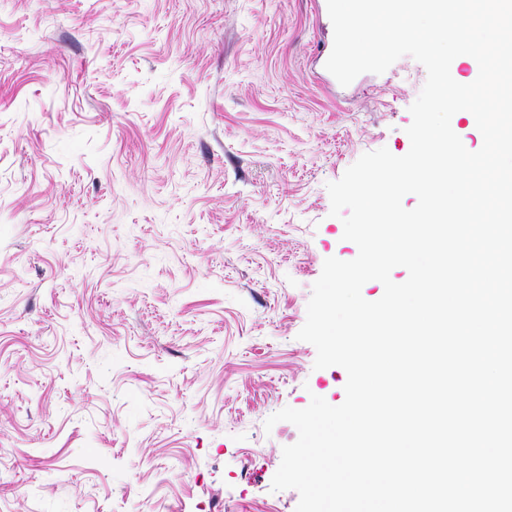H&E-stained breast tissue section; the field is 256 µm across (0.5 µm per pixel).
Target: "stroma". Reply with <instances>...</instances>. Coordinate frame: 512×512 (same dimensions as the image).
I'll return each instance as SVG.
<instances>
[{"instance_id":"35a3bbf8","label":"stroma","mask_w":512,"mask_h":512,"mask_svg":"<svg viewBox=\"0 0 512 512\" xmlns=\"http://www.w3.org/2000/svg\"><path fill=\"white\" fill-rule=\"evenodd\" d=\"M321 2L0 0V512H295L327 185L427 79L341 85Z\"/></svg>"}]
</instances>
